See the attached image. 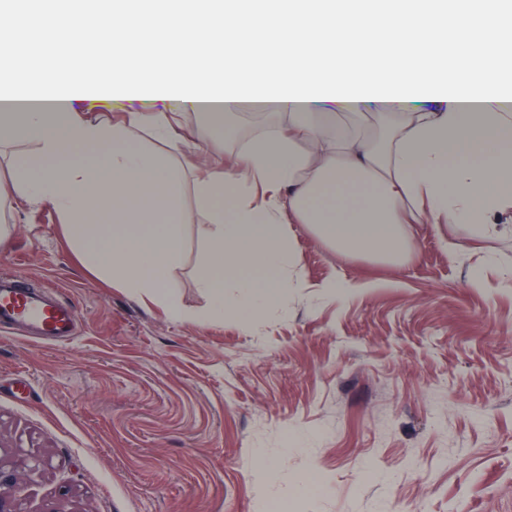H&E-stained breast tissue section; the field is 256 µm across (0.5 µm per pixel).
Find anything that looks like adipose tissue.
<instances>
[{"instance_id": "1", "label": "adipose tissue", "mask_w": 512, "mask_h": 512, "mask_svg": "<svg viewBox=\"0 0 512 512\" xmlns=\"http://www.w3.org/2000/svg\"><path fill=\"white\" fill-rule=\"evenodd\" d=\"M48 24L0 8V98L15 103L0 146L24 142L34 160L0 183V206H51L84 269L169 320L187 317L169 273L188 191L203 218L194 283L219 316H260L286 290L292 224L392 264L417 224L473 242L512 232V0H73L32 78L18 37ZM140 91L165 110L97 119L79 106ZM247 101L282 111L217 168L201 152L222 150ZM373 104L395 111L382 139ZM185 110L208 118L199 139Z\"/></svg>"}]
</instances>
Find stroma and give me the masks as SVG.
<instances>
[{
	"label": "stroma",
	"instance_id": "35a3bbf8",
	"mask_svg": "<svg viewBox=\"0 0 512 512\" xmlns=\"http://www.w3.org/2000/svg\"><path fill=\"white\" fill-rule=\"evenodd\" d=\"M2 224L0 273L80 322L54 346L0 329V467H37L18 512H512L511 235L420 224L394 267L296 224L253 320L208 316L189 227L172 322L86 272L51 207Z\"/></svg>",
	"mask_w": 512,
	"mask_h": 512
}]
</instances>
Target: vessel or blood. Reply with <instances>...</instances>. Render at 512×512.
Segmentation results:
<instances>
[{
    "instance_id": "vessel-or-blood-1",
    "label": "vessel or blood",
    "mask_w": 512,
    "mask_h": 512,
    "mask_svg": "<svg viewBox=\"0 0 512 512\" xmlns=\"http://www.w3.org/2000/svg\"><path fill=\"white\" fill-rule=\"evenodd\" d=\"M77 312L47 288L20 285L18 275L0 274V327L48 341L73 336Z\"/></svg>"
}]
</instances>
